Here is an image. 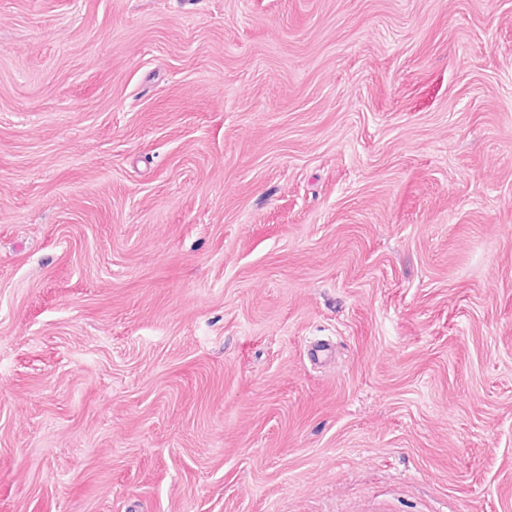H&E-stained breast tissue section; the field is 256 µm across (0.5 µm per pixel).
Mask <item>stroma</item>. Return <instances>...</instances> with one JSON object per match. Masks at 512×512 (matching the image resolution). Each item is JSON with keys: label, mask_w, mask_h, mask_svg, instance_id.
Wrapping results in <instances>:
<instances>
[{"label": "stroma", "mask_w": 512, "mask_h": 512, "mask_svg": "<svg viewBox=\"0 0 512 512\" xmlns=\"http://www.w3.org/2000/svg\"><path fill=\"white\" fill-rule=\"evenodd\" d=\"M0 512H512V0H0Z\"/></svg>", "instance_id": "obj_1"}]
</instances>
